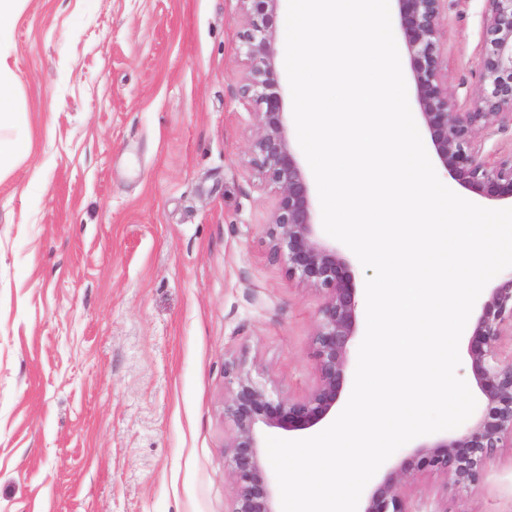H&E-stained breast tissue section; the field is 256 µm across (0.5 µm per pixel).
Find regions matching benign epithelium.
<instances>
[{"mask_svg":"<svg viewBox=\"0 0 512 512\" xmlns=\"http://www.w3.org/2000/svg\"><path fill=\"white\" fill-rule=\"evenodd\" d=\"M240 34L246 65L243 97L255 101L259 134L253 163L277 187L269 237L271 250L285 254L288 275L320 289L325 300L312 340L318 384L302 399L273 396L244 370L224 365L230 387L224 417L234 435L224 455L234 486L230 512H275L261 445L268 430H307L336 412L355 336L359 300L352 270L336 248L317 235L311 185L289 137L285 97L276 69V18L281 0H240ZM410 58L415 101L424 131L448 177L488 200L512 199V154L488 163L478 136L512 124V0H485L483 42L478 58L480 91L467 112L457 109L448 86V61L441 51L448 0H391ZM512 336V276L489 289L479 306L470 343L471 372L485 407L454 438L423 444L389 471L361 512H411L404 481L435 475L445 485L474 491L488 463L512 448V354L501 340Z\"/></svg>","mask_w":512,"mask_h":512,"instance_id":"benign-epithelium-1","label":"benign epithelium"}]
</instances>
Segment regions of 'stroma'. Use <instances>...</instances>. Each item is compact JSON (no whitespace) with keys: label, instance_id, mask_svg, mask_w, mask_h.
<instances>
[{"label":"stroma","instance_id":"obj_1","mask_svg":"<svg viewBox=\"0 0 512 512\" xmlns=\"http://www.w3.org/2000/svg\"><path fill=\"white\" fill-rule=\"evenodd\" d=\"M484 0H448L459 111ZM239 0H27L10 32L30 155L0 178V512H228L225 362L317 384L321 290L268 248ZM512 512V449L472 493Z\"/></svg>","mask_w":512,"mask_h":512}]
</instances>
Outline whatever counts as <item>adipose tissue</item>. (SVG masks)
Instances as JSON below:
<instances>
[{"mask_svg":"<svg viewBox=\"0 0 512 512\" xmlns=\"http://www.w3.org/2000/svg\"><path fill=\"white\" fill-rule=\"evenodd\" d=\"M25 0H0V174L9 170L18 157L13 130L20 119L15 103L14 73L10 65V23L20 13Z\"/></svg>","mask_w":512,"mask_h":512,"instance_id":"obj_1","label":"adipose tissue"}]
</instances>
